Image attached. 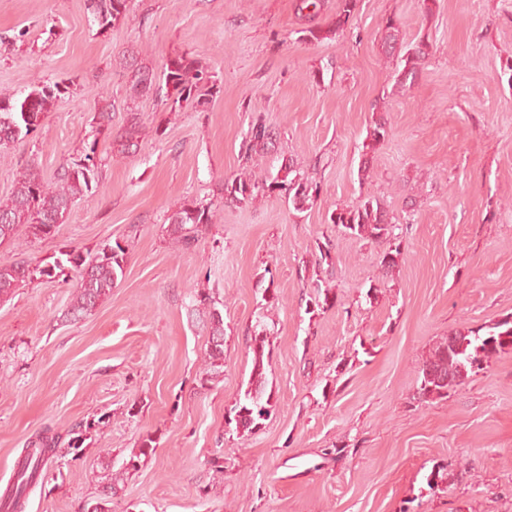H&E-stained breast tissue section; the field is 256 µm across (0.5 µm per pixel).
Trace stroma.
<instances>
[{
	"mask_svg": "<svg viewBox=\"0 0 512 512\" xmlns=\"http://www.w3.org/2000/svg\"><path fill=\"white\" fill-rule=\"evenodd\" d=\"M338 3L322 0L308 20L296 0H130L102 34L84 0H0V95L37 79L71 87L0 161V198L18 169L50 180L78 158L104 105L113 129L131 111L145 129L136 153H104L99 189L53 234L22 229L0 245V261L32 266L117 240L127 250L123 278L82 320L65 318L70 268L0 304V493L29 442L59 439L23 512H87L118 472L111 512H400L408 501L415 512H512V350L447 399L417 398L436 343L512 316V0H432L428 14L421 0H357L343 31L305 41L303 28L327 26ZM389 16L402 49L432 45L400 92V59L382 51ZM181 53L221 84L206 107L129 100L135 65L158 71ZM381 108L390 132L363 179ZM259 119L278 138L243 160ZM290 165L321 185L304 210L278 195L224 202L225 180ZM369 195L402 227L389 273L385 243L327 220ZM193 199L216 216L186 249L165 220ZM325 241L330 269L315 263ZM320 287L334 306L307 312ZM198 291L224 319L215 378ZM259 323L271 408L240 436L226 419L248 386ZM440 463L452 478L433 492L426 477Z\"/></svg>",
	"mask_w": 512,
	"mask_h": 512,
	"instance_id": "1",
	"label": "stroma"
}]
</instances>
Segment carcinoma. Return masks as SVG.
Instances as JSON below:
<instances>
[{
    "label": "carcinoma",
    "instance_id": "obj_1",
    "mask_svg": "<svg viewBox=\"0 0 512 512\" xmlns=\"http://www.w3.org/2000/svg\"><path fill=\"white\" fill-rule=\"evenodd\" d=\"M356 8V0H340L334 26L322 28L313 25L303 29L304 39L321 42L336 34L348 22ZM86 9L99 32L113 28L126 14L127 0H86ZM383 40L388 52L396 50L400 41V30L394 18L383 20ZM431 44L424 41L408 49L404 67L395 75L394 86L403 89L407 82L414 81L429 55ZM166 105L171 112L181 111L183 104L209 103V97L217 93L215 75L202 66L200 61L188 54H178L167 60L163 68ZM156 76L149 66L140 67L128 81V96L135 100L154 90ZM68 92L63 83L47 84L38 81L21 98L0 96V154L8 152L11 144L29 137L41 124L43 116L51 111L61 95ZM112 104H105L98 112L93 139L82 147L78 159L60 168L55 180L44 179L36 168L27 166L17 173L13 190L5 199H0V243L16 239L19 227L24 225L35 238L50 235L53 228L65 222L74 202L92 190V182L101 158L98 157L100 140L113 143L118 152L129 154L139 145L144 135L138 113L129 112L126 124L120 131L112 132ZM389 133L387 121L375 119L367 129L363 143V168H368L369 153L383 142ZM277 136L271 126L262 121L251 125L248 136L242 143L241 158L250 159L253 151ZM278 193L301 210L309 202H315L321 193L320 183L297 173L289 180L255 177L242 173L224 183V198L231 203H243L259 195ZM212 204L195 200L183 203L168 216L169 231L176 242L189 248L198 241L199 234L213 223ZM329 221L349 231L350 234L384 241L389 244L382 264L389 269L394 266V256L401 254L402 237L396 233L398 225L388 220L387 214L374 197H367L352 208H334ZM77 271L72 300L67 311L71 320L77 321L90 314L112 291L117 281L123 278L127 263L126 249L119 241L104 245L93 259L83 261L72 251H64L50 266L31 267L23 261L0 262V302L12 299L19 286L35 276L53 278L65 264ZM196 301L208 308L209 348L207 363L215 373L224 367V319L215 307L209 294L196 295ZM267 329L250 337L249 348L253 354L251 378L244 397L238 399L229 410V424L238 434L250 433L259 427L260 420L269 414L270 399L265 397L269 354ZM512 349V318L499 321L485 328L457 332L439 342L423 362L418 387L419 400L432 403L448 398V391L462 385L471 375L483 369L499 352ZM53 449L44 444L30 448L24 457L26 467L19 470L17 480L5 490L3 497L10 499L13 512L23 508L22 498L35 474L42 472L51 462ZM448 479L447 467L436 465L426 477L431 491L440 489Z\"/></svg>",
    "mask_w": 512,
    "mask_h": 512
}]
</instances>
